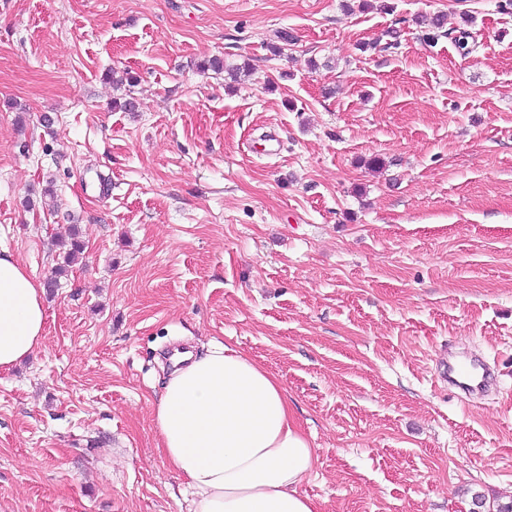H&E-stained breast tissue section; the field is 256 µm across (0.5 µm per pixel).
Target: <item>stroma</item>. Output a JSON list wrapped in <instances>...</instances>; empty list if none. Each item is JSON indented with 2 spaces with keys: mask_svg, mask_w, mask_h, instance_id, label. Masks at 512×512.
<instances>
[{
  "mask_svg": "<svg viewBox=\"0 0 512 512\" xmlns=\"http://www.w3.org/2000/svg\"><path fill=\"white\" fill-rule=\"evenodd\" d=\"M362 2L0 0V247L48 314L0 371V512H190L152 406L218 341L282 377L319 512L512 501V10ZM491 374L476 363L460 362L448 365V384L457 386L468 393H481L491 384Z\"/></svg>",
  "mask_w": 512,
  "mask_h": 512,
  "instance_id": "1",
  "label": "stroma"
}]
</instances>
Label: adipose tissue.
Segmentation results:
<instances>
[{
    "label": "adipose tissue",
    "mask_w": 512,
    "mask_h": 512,
    "mask_svg": "<svg viewBox=\"0 0 512 512\" xmlns=\"http://www.w3.org/2000/svg\"><path fill=\"white\" fill-rule=\"evenodd\" d=\"M35 274L0 248V370L47 334ZM157 448L194 491L191 512H317L299 487L317 462L281 378L220 343L173 368L153 407Z\"/></svg>",
    "instance_id": "obj_1"
}]
</instances>
